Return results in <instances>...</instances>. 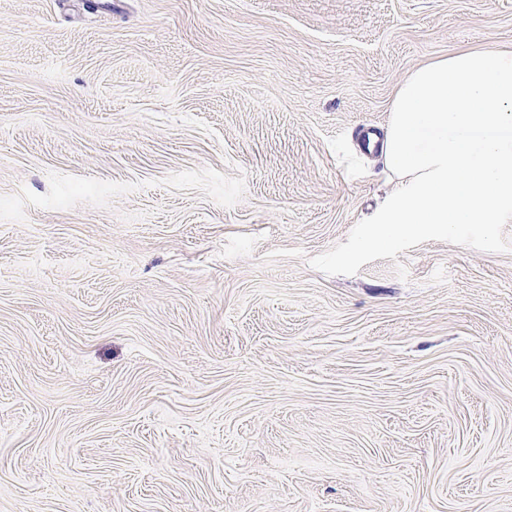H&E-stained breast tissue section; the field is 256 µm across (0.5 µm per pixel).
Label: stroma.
<instances>
[{"label":"stroma","instance_id":"1","mask_svg":"<svg viewBox=\"0 0 512 512\" xmlns=\"http://www.w3.org/2000/svg\"><path fill=\"white\" fill-rule=\"evenodd\" d=\"M512 0H0V512H512V223L375 243L359 133Z\"/></svg>","mask_w":512,"mask_h":512}]
</instances>
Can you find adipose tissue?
I'll return each instance as SVG.
<instances>
[{"mask_svg": "<svg viewBox=\"0 0 512 512\" xmlns=\"http://www.w3.org/2000/svg\"><path fill=\"white\" fill-rule=\"evenodd\" d=\"M380 144L397 181L374 217L387 237L512 220V50L466 47L395 91Z\"/></svg>", "mask_w": 512, "mask_h": 512, "instance_id": "1", "label": "adipose tissue"}]
</instances>
